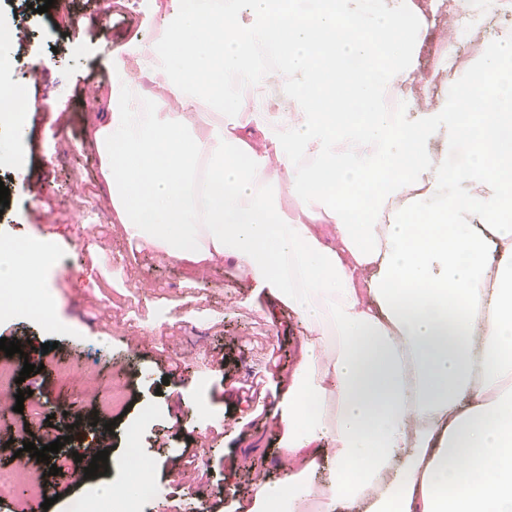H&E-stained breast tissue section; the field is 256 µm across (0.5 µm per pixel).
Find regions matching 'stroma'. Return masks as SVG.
I'll return each mask as SVG.
<instances>
[{
    "label": "stroma",
    "instance_id": "stroma-1",
    "mask_svg": "<svg viewBox=\"0 0 512 512\" xmlns=\"http://www.w3.org/2000/svg\"><path fill=\"white\" fill-rule=\"evenodd\" d=\"M44 0H0V84L20 87L27 101L20 119L0 129V182L10 190L0 211V246L45 245L42 288L53 302L33 318L0 297V336L52 343L43 369L22 390L44 417L15 412L14 395H0V470L20 454L33 471L44 462L24 451L16 429L38 439L65 438L56 461L59 499L48 512H74L100 486L136 482L132 465L148 466L156 490L145 512H226L232 497L252 494L258 477L272 479L292 466L278 453L279 426L270 422L269 396L281 389L298 361L303 327L278 302L256 294L233 260L193 264L137 249L115 219L94 145L101 117L111 110L110 68L128 43L150 39L159 10L176 0H113L100 12L95 0H69L68 13ZM474 41L458 39L454 14L434 13L430 37L413 56L404 91L433 77L427 98L405 100L410 114L440 112L454 93L442 59L445 46L470 56L512 30V14L493 6L469 18ZM67 374L56 371L59 363ZM256 384L251 400L233 395L242 381ZM121 387L123 407L103 413L99 394ZM97 415L112 432L96 438L68 435L66 419ZM137 448H129L128 439ZM108 450L107 474L78 482L76 455ZM205 472L204 484L170 473L175 457Z\"/></svg>",
    "mask_w": 512,
    "mask_h": 512
}]
</instances>
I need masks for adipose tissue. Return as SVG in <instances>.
Instances as JSON below:
<instances>
[{
  "mask_svg": "<svg viewBox=\"0 0 512 512\" xmlns=\"http://www.w3.org/2000/svg\"><path fill=\"white\" fill-rule=\"evenodd\" d=\"M422 18L418 0H179L111 65L95 146L126 235L233 258L308 331L273 410L297 468L233 512H512V31L408 124L389 100ZM473 98L491 105L474 125ZM442 132L462 163L434 162ZM44 257L1 246L0 283Z\"/></svg>",
  "mask_w": 512,
  "mask_h": 512,
  "instance_id": "1",
  "label": "adipose tissue"
}]
</instances>
